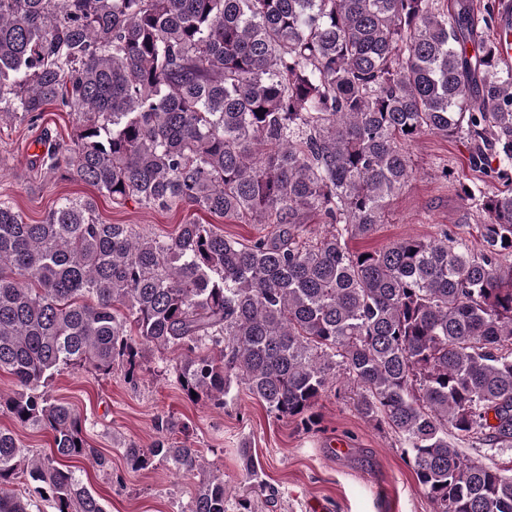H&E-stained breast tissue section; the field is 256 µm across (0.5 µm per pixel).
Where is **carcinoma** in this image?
Returning <instances> with one entry per match:
<instances>
[{
    "label": "carcinoma",
    "mask_w": 512,
    "mask_h": 512,
    "mask_svg": "<svg viewBox=\"0 0 512 512\" xmlns=\"http://www.w3.org/2000/svg\"><path fill=\"white\" fill-rule=\"evenodd\" d=\"M472 0H0V117L80 115L41 159L115 202L185 204L272 231L249 243L189 221L167 239L105 224L92 198L38 224L0 199V409L52 436L50 455L0 430V512H32L29 476L56 512H106L75 472L108 459L80 414L50 399L62 368L134 380L171 353L187 397L224 406L231 381L310 429L329 384L409 449L435 512H512V468L464 454L512 451V191L465 205L481 248L444 231L355 252L412 178L423 132L473 144L470 164L512 163V67L478 42ZM331 226L305 236L300 213ZM159 462L198 478L188 512H227L224 474L161 416Z\"/></svg>",
    "instance_id": "1"
}]
</instances>
